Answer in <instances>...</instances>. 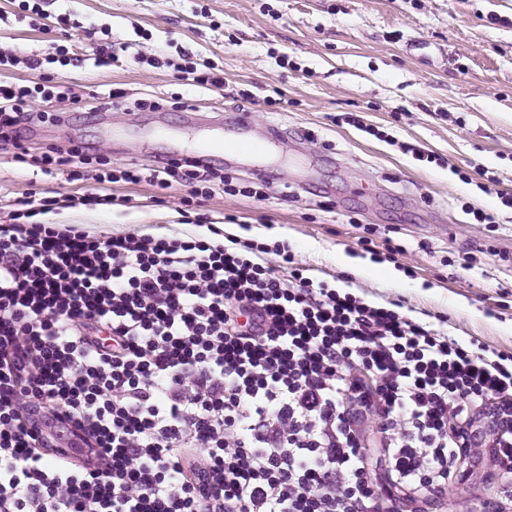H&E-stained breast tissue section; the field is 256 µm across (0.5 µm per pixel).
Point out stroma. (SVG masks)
I'll return each instance as SVG.
<instances>
[{"label": "stroma", "instance_id": "35a3bbf8", "mask_svg": "<svg viewBox=\"0 0 512 512\" xmlns=\"http://www.w3.org/2000/svg\"><path fill=\"white\" fill-rule=\"evenodd\" d=\"M58 12L70 13L72 28H57ZM90 26L129 49L110 67L50 66L73 99L58 105L65 124L35 126L33 146L65 147L76 134L114 165L150 169L187 136L217 135L226 112L248 109L256 127L288 131L263 159L271 187L262 197L213 188L197 213L227 236L287 244L312 276L402 301L419 319L443 317L451 338L512 353V209L479 188L485 167L512 192V0H55L40 19L20 0H0V53L19 59L12 81L31 79L22 57L50 43L82 57ZM150 54L164 66L142 63ZM205 59L254 104L177 80V67ZM116 87L131 101L180 96L185 105L84 112ZM276 88L283 103L267 105ZM343 113L363 116L377 135L336 123ZM403 142L435 162L403 152ZM30 184L68 196L49 217L56 224L159 232L181 218V188L158 203L148 183L120 184L114 204L92 210L63 175L0 152V224ZM475 209L496 212V223H475ZM391 243L402 253L389 256ZM352 259L376 269L354 271Z\"/></svg>", "mask_w": 512, "mask_h": 512}]
</instances>
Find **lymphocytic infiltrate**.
Segmentation results:
<instances>
[{
	"label": "lymphocytic infiltrate",
	"instance_id": "1",
	"mask_svg": "<svg viewBox=\"0 0 512 512\" xmlns=\"http://www.w3.org/2000/svg\"><path fill=\"white\" fill-rule=\"evenodd\" d=\"M73 62L53 44L24 60L33 85L0 81L14 163L86 183L90 208L120 181L236 194L198 159L145 175L87 145L31 154L67 96L46 67ZM62 202L23 190L0 225V512H438L476 464L495 483L467 512H512V429L465 445L512 416L511 353L305 276L287 245L42 223ZM36 410L93 439L105 469L49 459Z\"/></svg>",
	"mask_w": 512,
	"mask_h": 512
}]
</instances>
